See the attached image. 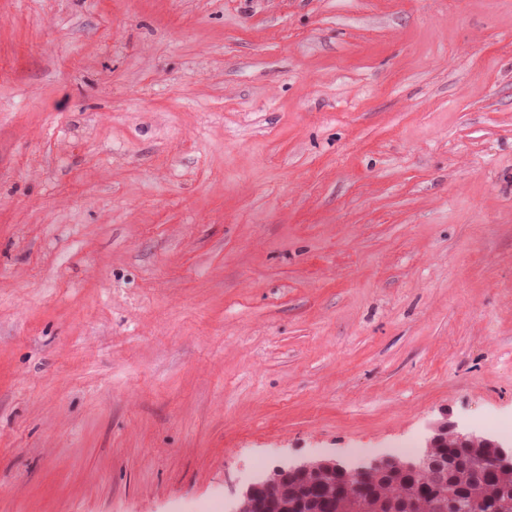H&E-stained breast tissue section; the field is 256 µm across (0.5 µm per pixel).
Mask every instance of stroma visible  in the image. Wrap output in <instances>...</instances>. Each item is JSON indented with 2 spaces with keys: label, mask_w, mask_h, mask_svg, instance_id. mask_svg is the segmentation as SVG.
<instances>
[{
  "label": "stroma",
  "mask_w": 512,
  "mask_h": 512,
  "mask_svg": "<svg viewBox=\"0 0 512 512\" xmlns=\"http://www.w3.org/2000/svg\"><path fill=\"white\" fill-rule=\"evenodd\" d=\"M512 437V0H0V512Z\"/></svg>",
  "instance_id": "1"
}]
</instances>
